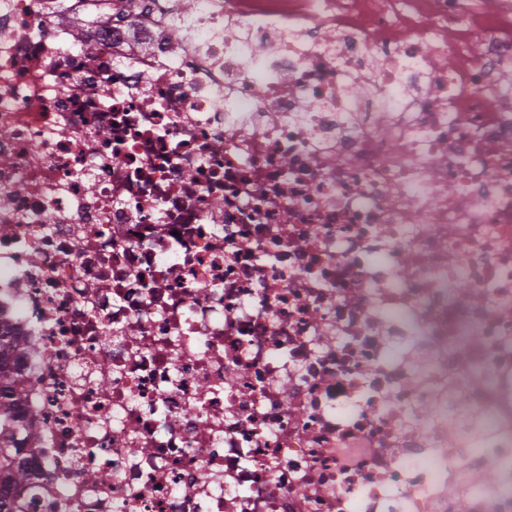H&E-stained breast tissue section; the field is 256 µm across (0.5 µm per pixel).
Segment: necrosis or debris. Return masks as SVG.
Segmentation results:
<instances>
[{"label": "necrosis or debris", "mask_w": 512, "mask_h": 512, "mask_svg": "<svg viewBox=\"0 0 512 512\" xmlns=\"http://www.w3.org/2000/svg\"><path fill=\"white\" fill-rule=\"evenodd\" d=\"M0 325L24 512H512V0H0Z\"/></svg>", "instance_id": "1"}]
</instances>
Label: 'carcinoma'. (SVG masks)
Segmentation results:
<instances>
[{
    "instance_id": "cac0c4a2",
    "label": "carcinoma",
    "mask_w": 512,
    "mask_h": 512,
    "mask_svg": "<svg viewBox=\"0 0 512 512\" xmlns=\"http://www.w3.org/2000/svg\"><path fill=\"white\" fill-rule=\"evenodd\" d=\"M17 345L18 337L0 331V512H15L14 493L28 478L20 461L25 423L19 400L25 384L12 367Z\"/></svg>"
}]
</instances>
